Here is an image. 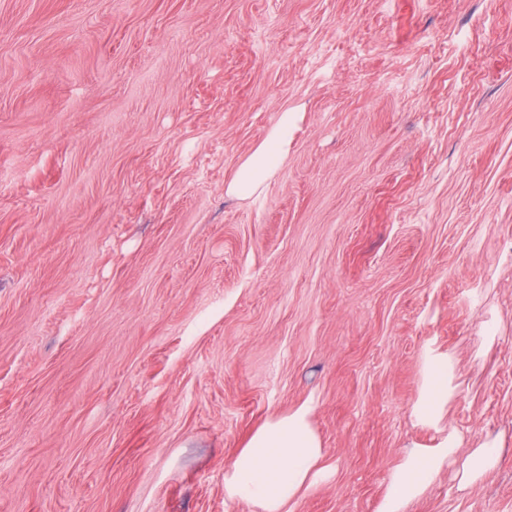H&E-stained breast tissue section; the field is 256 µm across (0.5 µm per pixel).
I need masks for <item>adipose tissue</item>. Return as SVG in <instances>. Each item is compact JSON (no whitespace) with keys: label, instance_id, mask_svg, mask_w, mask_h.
Wrapping results in <instances>:
<instances>
[{"label":"adipose tissue","instance_id":"ef3b65f1","mask_svg":"<svg viewBox=\"0 0 512 512\" xmlns=\"http://www.w3.org/2000/svg\"><path fill=\"white\" fill-rule=\"evenodd\" d=\"M295 125V113L283 112L263 143L238 167L227 193L241 198L261 194L288 156ZM453 371L450 357L427 355L423 386L414 406L418 420H438L454 395ZM462 446V438L452 431L439 447L412 450L394 472L381 512H404L405 505L432 483L443 464H457L458 489L464 492L499 459L494 444H483L465 457L460 454ZM323 459L307 409L269 418L225 472L224 493L251 502L258 512H287L288 504L322 475Z\"/></svg>","mask_w":512,"mask_h":512}]
</instances>
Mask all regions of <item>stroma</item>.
<instances>
[{
    "label": "stroma",
    "instance_id": "1",
    "mask_svg": "<svg viewBox=\"0 0 512 512\" xmlns=\"http://www.w3.org/2000/svg\"><path fill=\"white\" fill-rule=\"evenodd\" d=\"M303 405L290 512L452 429L496 468L406 512H512V0H0V512H258L224 472ZM296 125V113L283 112L277 124L257 150L237 169L226 191L240 198L260 195L269 178L288 157ZM451 357L429 353L424 361V381L414 406L418 420L435 423L454 395Z\"/></svg>",
    "mask_w": 512,
    "mask_h": 512
}]
</instances>
